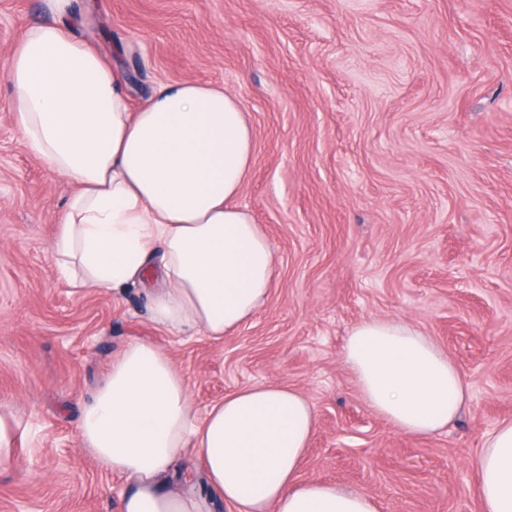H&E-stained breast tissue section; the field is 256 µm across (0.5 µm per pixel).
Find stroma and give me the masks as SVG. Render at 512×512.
Listing matches in <instances>:
<instances>
[{
  "label": "stroma",
  "instance_id": "stroma-1",
  "mask_svg": "<svg viewBox=\"0 0 512 512\" xmlns=\"http://www.w3.org/2000/svg\"><path fill=\"white\" fill-rule=\"evenodd\" d=\"M73 31L117 60L132 106L223 84L254 130L237 202L274 242L266 305L215 341L148 323L142 285L75 296L50 253L74 190L21 140L3 66L41 21L0 0V410L19 437L0 512H117L123 480L79 439L81 408L132 341L184 374L204 413L239 388L303 392L302 479L378 512H480L472 461L512 420V0H79ZM369 317L407 322L470 389L431 437L395 432L342 361Z\"/></svg>",
  "mask_w": 512,
  "mask_h": 512
}]
</instances>
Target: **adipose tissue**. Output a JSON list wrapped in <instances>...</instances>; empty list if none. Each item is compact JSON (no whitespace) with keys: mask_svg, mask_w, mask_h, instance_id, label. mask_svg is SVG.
Masks as SVG:
<instances>
[{"mask_svg":"<svg viewBox=\"0 0 512 512\" xmlns=\"http://www.w3.org/2000/svg\"><path fill=\"white\" fill-rule=\"evenodd\" d=\"M77 0H41L6 75L18 130L76 186L51 252L79 294L154 285L149 320L172 334L223 338L265 305L278 261L239 206L254 133L223 85H160L132 108L118 66L71 28ZM367 406L395 431L430 436L469 399L458 367L412 325L368 318L342 352ZM316 413L297 389L241 388L197 417L183 373L154 344H127L84 404L80 437L98 466L126 480L119 512H378L374 499L301 479ZM474 470L480 512H512V420L487 436Z\"/></svg>","mask_w":512,"mask_h":512,"instance_id":"adipose-tissue-1","label":"adipose tissue"}]
</instances>
